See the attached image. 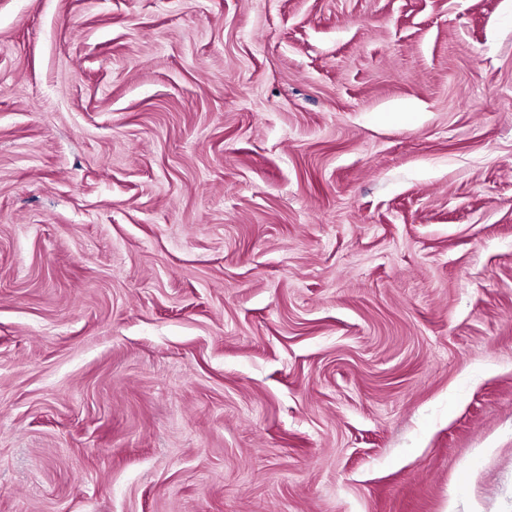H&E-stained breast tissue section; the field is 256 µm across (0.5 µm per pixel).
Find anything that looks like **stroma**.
<instances>
[{
    "mask_svg": "<svg viewBox=\"0 0 512 512\" xmlns=\"http://www.w3.org/2000/svg\"><path fill=\"white\" fill-rule=\"evenodd\" d=\"M0 512H512V0H0Z\"/></svg>",
    "mask_w": 512,
    "mask_h": 512,
    "instance_id": "obj_1",
    "label": "stroma"
}]
</instances>
